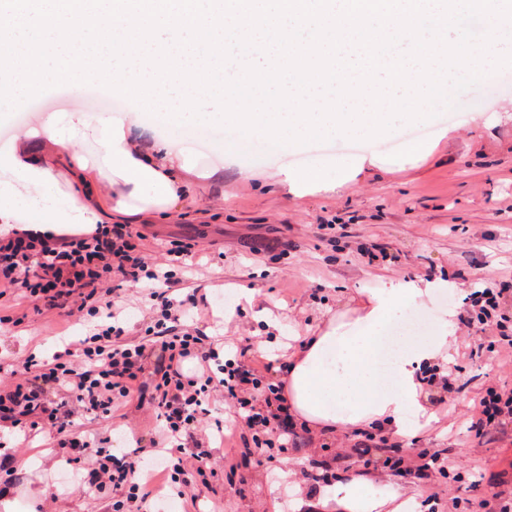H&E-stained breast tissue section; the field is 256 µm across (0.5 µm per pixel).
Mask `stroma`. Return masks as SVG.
I'll use <instances>...</instances> for the list:
<instances>
[{
  "instance_id": "stroma-1",
  "label": "stroma",
  "mask_w": 512,
  "mask_h": 512,
  "mask_svg": "<svg viewBox=\"0 0 512 512\" xmlns=\"http://www.w3.org/2000/svg\"><path fill=\"white\" fill-rule=\"evenodd\" d=\"M454 102L427 121L430 152L423 157L408 153L405 136L392 153L345 137L283 151L261 142L245 147L235 133L215 131L210 139L219 158L212 162L194 150L195 133L173 132L174 162L189 161L194 174L206 175V189L172 218L133 216L146 235L142 248L151 254L171 240L197 244L202 268L183 288L206 297L193 320L207 335L223 338L230 356L247 343L270 356L265 342L275 331L267 320L277 319L284 334L312 336L337 313L359 306L365 289L416 275H444L454 287L409 305L392 328L424 324L448 310L466 316L472 288L493 282L512 262V67L503 68L495 86L464 91ZM313 156L329 161L332 188L292 191L283 170L304 168ZM362 246L374 260L359 254ZM244 288L253 290L252 301L241 299ZM0 304L22 320L0 331V363L6 365L32 351L52 356L86 331L82 321L36 313L9 295ZM455 336L456 386L432 398L439 421L432 431L402 441L399 450L405 456L414 446L446 449L447 474L412 482L385 466L388 449L371 452L368 473L376 489L413 493L405 512H430L433 494L444 501L458 497L457 512H470L476 483L512 466V443L475 439L466 415L488 380L499 375L512 385V369L499 373L490 353L476 362L466 359L464 329ZM212 417L223 435L211 442V483L193 502L156 478L154 512H311L310 473L344 476L355 457L353 430H314L310 447L260 464L243 454L242 421L233 403L217 402ZM157 426L152 405L136 400L112 418L77 422L81 431L111 436L116 453L134 448L136 436ZM15 455L22 478L8 492L12 512H111L113 500L126 495L112 487L83 492L58 483L69 452L48 446L44 436ZM232 461L238 465L233 473L226 468Z\"/></svg>"
}]
</instances>
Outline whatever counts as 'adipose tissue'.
<instances>
[{
    "mask_svg": "<svg viewBox=\"0 0 512 512\" xmlns=\"http://www.w3.org/2000/svg\"><path fill=\"white\" fill-rule=\"evenodd\" d=\"M49 155L77 174L79 191L61 192L52 164L36 154L26 135H17L0 153V225L21 224L29 212L45 217L38 231L78 227L91 229L99 217L90 200L100 188L112 191V211L128 215L145 209L160 217L175 215L202 191L186 179L169 158L167 139L156 138L139 115L90 120L71 113L67 123L49 119L44 127ZM96 139L103 163L87 180L86 160L74 149L73 136ZM446 277L392 281L368 289L353 310L304 337L295 351L283 352L282 379L297 419L331 433L341 427L372 428L398 439L430 431V409L424 378L442 369L455 341L456 314L434 317L421 332L403 330L393 352L383 346V332L396 311L423 297L447 291ZM339 512H403L398 493L378 494L370 477L354 474L327 494Z\"/></svg>",
    "mask_w": 512,
    "mask_h": 512,
    "instance_id": "ef3b65f1",
    "label": "adipose tissue"
}]
</instances>
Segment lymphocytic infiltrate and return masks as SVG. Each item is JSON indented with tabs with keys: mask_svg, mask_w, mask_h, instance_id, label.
<instances>
[{
	"mask_svg": "<svg viewBox=\"0 0 512 512\" xmlns=\"http://www.w3.org/2000/svg\"><path fill=\"white\" fill-rule=\"evenodd\" d=\"M143 238L133 224H99L79 233L0 230V289L13 290L39 313L55 310L95 320L75 350L49 359L31 354L14 364L9 380L0 381V430L28 437L49 433L52 444L74 449L78 488H124L139 512H150L152 482L140 475L145 456L169 455L166 470L181 497L194 495L205 475L208 453L197 433L211 413L213 393L236 406L259 460L273 462L275 450L307 447L309 438L305 428L290 421L284 386L270 379L271 363L249 357L244 346L239 358H223V345L185 321L198 302L194 295L178 299L173 292L181 283L179 270L196 269L194 244L169 242L161 257L153 258L138 248ZM116 280L148 283L153 318L148 341L129 340L112 300ZM470 297L468 323L479 332L469 346L470 358L488 352L511 358L512 334L500 312L503 289L492 283ZM188 360L198 363L191 375L183 371ZM135 398L153 404L162 427L157 434L138 436L131 452L115 455L103 438L77 431V417H108ZM469 429L482 439L512 442V387L488 385Z\"/></svg>",
	"mask_w": 512,
	"mask_h": 512,
	"instance_id": "lymphocytic-infiltrate-1",
	"label": "lymphocytic infiltrate"
}]
</instances>
